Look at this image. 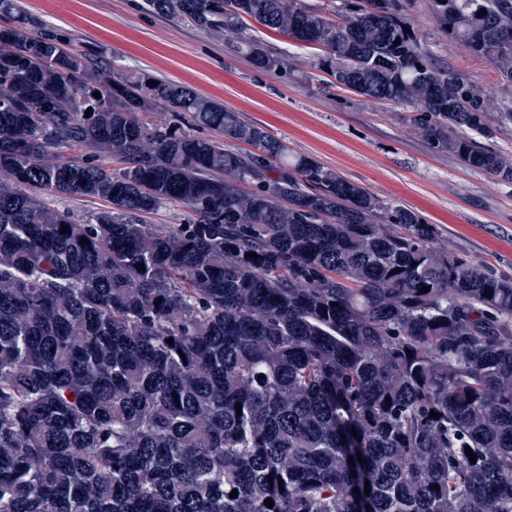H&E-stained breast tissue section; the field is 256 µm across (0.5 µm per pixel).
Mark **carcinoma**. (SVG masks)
<instances>
[{
    "label": "carcinoma",
    "instance_id": "cac0c4a2",
    "mask_svg": "<svg viewBox=\"0 0 512 512\" xmlns=\"http://www.w3.org/2000/svg\"><path fill=\"white\" fill-rule=\"evenodd\" d=\"M417 3L497 82L408 32ZM142 8L237 36L263 72L281 61L254 25L286 36L328 84L411 107L432 149L512 182L488 144L490 116L512 125V0ZM37 193L101 205L80 220ZM172 204L185 223H148ZM438 235L0 0V512H512V276Z\"/></svg>",
    "mask_w": 512,
    "mask_h": 512
}]
</instances>
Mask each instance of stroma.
I'll return each instance as SVG.
<instances>
[{
    "label": "stroma",
    "instance_id": "1",
    "mask_svg": "<svg viewBox=\"0 0 512 512\" xmlns=\"http://www.w3.org/2000/svg\"><path fill=\"white\" fill-rule=\"evenodd\" d=\"M43 23L72 36L75 49L111 58L128 75L191 86L264 127L298 153L340 170L370 193L438 225V247L512 276V183L435 152L405 121V108L313 81V59L292 40L259 32L280 70H255L224 35L143 11L141 0H20ZM411 20L433 53L474 80L496 75L446 40L424 10Z\"/></svg>",
    "mask_w": 512,
    "mask_h": 512
}]
</instances>
